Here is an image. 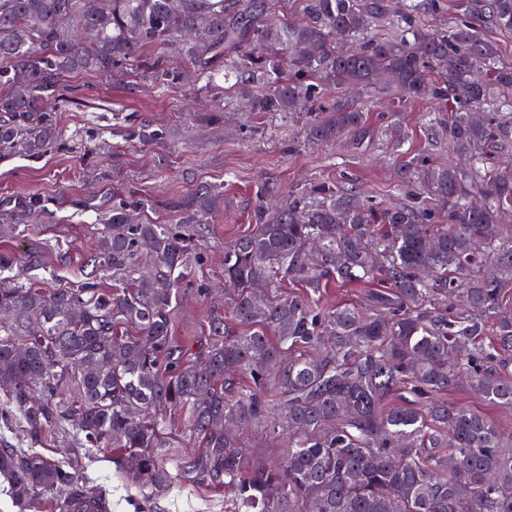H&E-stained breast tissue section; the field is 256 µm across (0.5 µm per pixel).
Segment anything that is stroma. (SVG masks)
Segmentation results:
<instances>
[{
  "label": "stroma",
  "mask_w": 512,
  "mask_h": 512,
  "mask_svg": "<svg viewBox=\"0 0 512 512\" xmlns=\"http://www.w3.org/2000/svg\"><path fill=\"white\" fill-rule=\"evenodd\" d=\"M75 102L58 113V125L68 139L66 150L48 152L36 161L16 157L0 162V197L34 194L48 202L47 212L26 224L24 231H0V251L39 247V263L30 277L44 288H73L84 275V257L95 243L94 207L110 200L114 191L132 190L162 200L186 194L201 184L223 185L224 199L213 214L204 238L196 247L204 260L196 278L209 281L212 292L200 296L196 287L182 290L174 314L172 334L197 350L207 334L211 316L228 315L232 290L224 286V244L251 232L250 215L258 186L278 194L311 181L329 178L342 186H356L372 201L397 204L400 168L424 155L448 158V137L432 134L430 104L388 88H363L349 94L351 104L365 112L373 134L360 146L350 141L313 144L304 137L307 116L270 115L235 109L222 125L195 123L188 131L180 124L197 102L191 91L174 86L159 92L142 86L137 94L110 84L96 74L68 78ZM150 122L174 129L171 142L143 145L125 141L126 121ZM400 127L405 143L393 150L389 132ZM103 133L108 146L120 154L111 180L97 179L91 161L82 157L73 137L84 128ZM90 479L110 484L112 512H234L232 494L206 485H175L166 494L135 509L140 495L133 476L116 477L113 464L93 454Z\"/></svg>",
  "instance_id": "1"
}]
</instances>
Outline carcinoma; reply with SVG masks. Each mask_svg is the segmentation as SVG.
<instances>
[{"instance_id":"carcinoma-1","label":"carcinoma","mask_w":512,"mask_h":512,"mask_svg":"<svg viewBox=\"0 0 512 512\" xmlns=\"http://www.w3.org/2000/svg\"><path fill=\"white\" fill-rule=\"evenodd\" d=\"M0 0V160L66 148L51 100L64 77L94 72L137 91L186 85L232 92L250 110L311 116L305 137L362 138L364 113L332 90L374 86L451 107L448 142L465 157H427L400 171L408 200L373 202L330 179L271 210L258 188L254 227L224 245L230 317L214 315L198 355L171 334L222 191L203 184L164 201L116 195L94 210L97 249L76 288L28 282L38 251L0 253V483L20 512H111L109 490L73 448L31 451L68 429L85 453L113 455L147 496L175 484L230 490L236 512H512V438L442 398L463 386L512 406V61L489 31L512 34V0H463L446 27L441 0ZM371 30L377 37L365 38ZM483 79L475 80L477 72ZM125 139L169 140L130 125ZM34 195L0 197V221L45 210ZM161 207L170 224L135 223ZM122 278L105 287L103 273ZM374 284L368 308L322 303L324 289ZM297 285L274 300L256 289ZM133 328L135 334L127 332ZM179 419L193 451L164 436ZM283 441L252 458L239 431Z\"/></svg>"}]
</instances>
